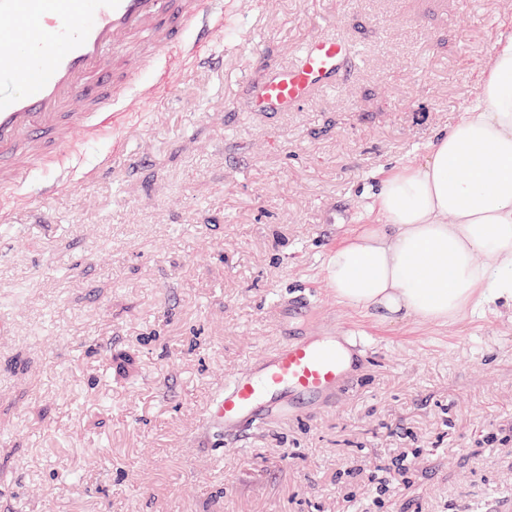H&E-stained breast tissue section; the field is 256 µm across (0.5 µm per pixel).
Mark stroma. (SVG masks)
<instances>
[{"label":"stroma","mask_w":512,"mask_h":512,"mask_svg":"<svg viewBox=\"0 0 512 512\" xmlns=\"http://www.w3.org/2000/svg\"><path fill=\"white\" fill-rule=\"evenodd\" d=\"M511 25L512 0H224L219 65L83 146L81 166L111 153V178L49 197L55 172L26 176L50 221L0 223V512H512V319L388 322L324 269ZM317 34L352 46L345 78L247 111ZM302 297L311 314L280 316ZM335 324L368 351L335 403L224 453L203 414L225 382Z\"/></svg>","instance_id":"1"}]
</instances>
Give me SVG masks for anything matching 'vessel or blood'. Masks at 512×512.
<instances>
[{
    "label": "vessel or blood",
    "mask_w": 512,
    "mask_h": 512,
    "mask_svg": "<svg viewBox=\"0 0 512 512\" xmlns=\"http://www.w3.org/2000/svg\"><path fill=\"white\" fill-rule=\"evenodd\" d=\"M223 27L224 0H0V221L30 209L21 190L30 172L58 170L54 194L111 177L108 153L79 171L64 162L84 141L123 126L130 94L158 103L178 69L213 63L206 47ZM188 32L196 36L190 52ZM351 60L346 42L310 37L294 63L254 89L247 109L295 110L335 86ZM146 71L154 79L140 83ZM348 372L334 335L288 336L226 382L205 418L232 431L297 416L307 403L335 401Z\"/></svg>",
    "instance_id": "1"
}]
</instances>
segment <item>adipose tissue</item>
Here are the masks:
<instances>
[{
    "label": "adipose tissue",
    "mask_w": 512,
    "mask_h": 512,
    "mask_svg": "<svg viewBox=\"0 0 512 512\" xmlns=\"http://www.w3.org/2000/svg\"><path fill=\"white\" fill-rule=\"evenodd\" d=\"M374 214L330 249L337 298L386 319L448 324L486 309L512 315V31L479 91L423 162L386 176Z\"/></svg>",
    "instance_id": "1"
}]
</instances>
